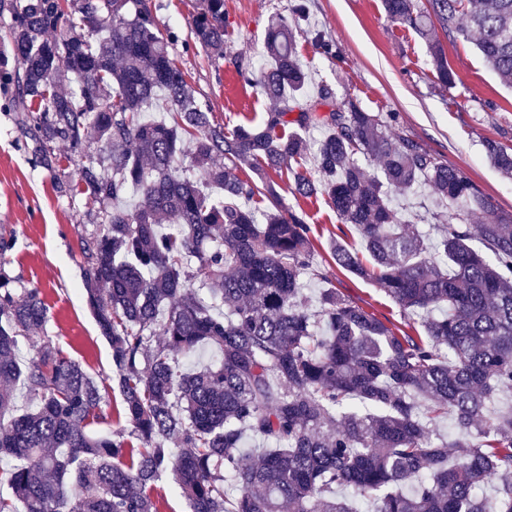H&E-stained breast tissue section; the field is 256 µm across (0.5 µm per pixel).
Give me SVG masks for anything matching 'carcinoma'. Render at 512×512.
<instances>
[{
  "label": "carcinoma",
  "instance_id": "1",
  "mask_svg": "<svg viewBox=\"0 0 512 512\" xmlns=\"http://www.w3.org/2000/svg\"><path fill=\"white\" fill-rule=\"evenodd\" d=\"M382 0L386 16L428 38L441 84L443 42L459 35L512 85V0ZM155 0H0L3 107L31 154L61 170L54 146L80 158L59 182L100 211L83 248L87 302L112 350L130 431L97 435L105 396L48 336L36 288L6 270L0 236V512H158L169 475L187 512H512V221L458 168L351 102L276 106L307 75L288 17L274 16L265 63L239 75L275 103L232 132L211 123ZM184 49L224 56V0H198ZM165 102L167 118L151 115ZM294 124L298 130H281ZM323 128L319 177L293 172V193L327 196L365 253L332 242L336 265L376 281L422 332L383 321L336 288L312 310L304 293L312 242L303 218L249 207L247 165L281 173L302 155L301 131ZM381 162L373 171L357 155ZM512 177V149L486 143ZM419 189L461 209L433 215L443 233L409 229L392 195ZM479 242L485 251L475 248ZM34 354L21 359V340ZM208 349L218 362L183 359ZM26 406L13 414L16 387ZM452 419L456 437L440 424ZM248 436L270 447L248 455Z\"/></svg>",
  "mask_w": 512,
  "mask_h": 512
}]
</instances>
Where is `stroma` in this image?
<instances>
[{
	"label": "stroma",
	"mask_w": 512,
	"mask_h": 512,
	"mask_svg": "<svg viewBox=\"0 0 512 512\" xmlns=\"http://www.w3.org/2000/svg\"><path fill=\"white\" fill-rule=\"evenodd\" d=\"M307 6L297 25V49L310 80L306 99L320 86L337 101H353L380 115L393 129L417 141L438 160L460 168L490 199L498 215L512 216V178L488 161L487 142L512 148V87L484 64L475 46L461 37L445 38L452 86H443L432 68L428 42L411 28L389 20L382 0H224L229 32L223 58L175 44L171 54L187 75L196 97L211 108L213 123L233 129L259 120L271 102L237 73L236 61L254 63L263 49L269 19L290 15L297 2ZM323 30L335 56L313 46L309 32ZM284 207L309 224L314 250L305 293L336 288L378 317L402 324L398 308L374 282L336 266L330 241L342 237L357 248L361 238L342 225L325 197L293 195L290 172L269 173ZM85 196L60 193L51 173L34 163L12 113L0 110V234L15 233L7 269L19 285L37 287L50 308L43 333L78 361L105 388L97 434L126 427L122 399L112 381V352L86 301L82 247L99 227L84 219Z\"/></svg>",
	"instance_id": "35a3bbf8"
}]
</instances>
